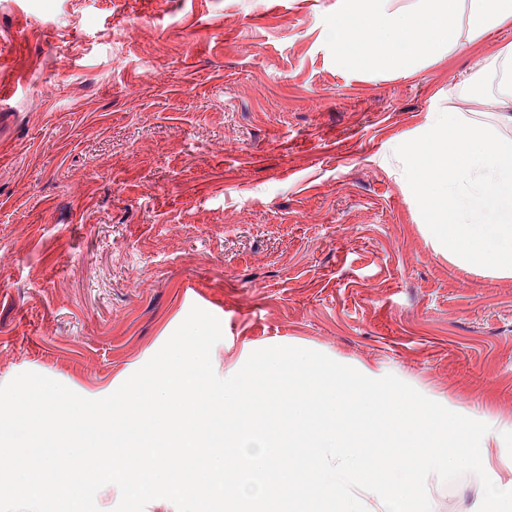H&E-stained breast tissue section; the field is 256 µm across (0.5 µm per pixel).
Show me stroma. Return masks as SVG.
<instances>
[{
	"mask_svg": "<svg viewBox=\"0 0 512 512\" xmlns=\"http://www.w3.org/2000/svg\"><path fill=\"white\" fill-rule=\"evenodd\" d=\"M346 0H0V384L114 392L192 307L512 422V278L426 235L398 142L512 24L341 66Z\"/></svg>",
	"mask_w": 512,
	"mask_h": 512,
	"instance_id": "35a3bbf8",
	"label": "stroma"
}]
</instances>
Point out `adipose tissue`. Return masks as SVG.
Here are the masks:
<instances>
[{
  "label": "adipose tissue",
  "mask_w": 512,
  "mask_h": 512,
  "mask_svg": "<svg viewBox=\"0 0 512 512\" xmlns=\"http://www.w3.org/2000/svg\"><path fill=\"white\" fill-rule=\"evenodd\" d=\"M511 22L512 0H420L410 13L388 11L383 0H348L333 38L341 62L403 68ZM475 75L495 78L493 92L452 94L398 152L407 186L432 205L429 229L449 259L512 278V45Z\"/></svg>",
  "instance_id": "adipose-tissue-1"
}]
</instances>
